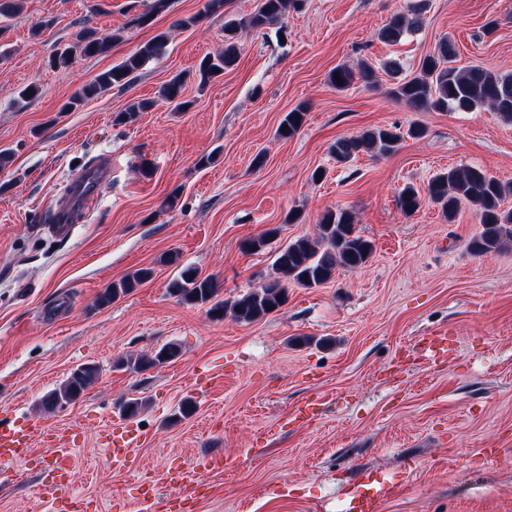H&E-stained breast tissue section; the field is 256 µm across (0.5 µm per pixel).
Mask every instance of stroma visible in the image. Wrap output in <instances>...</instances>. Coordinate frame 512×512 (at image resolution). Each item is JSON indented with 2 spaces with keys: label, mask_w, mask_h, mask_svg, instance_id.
Returning a JSON list of instances; mask_svg holds the SVG:
<instances>
[{
  "label": "stroma",
  "mask_w": 512,
  "mask_h": 512,
  "mask_svg": "<svg viewBox=\"0 0 512 512\" xmlns=\"http://www.w3.org/2000/svg\"><path fill=\"white\" fill-rule=\"evenodd\" d=\"M171 0L137 24L151 0H23L0 21V417L60 429L80 422L71 450L78 493L102 512L128 497L134 478L158 479L171 460L224 458L222 496L198 512H345V492L368 473L396 485L380 512H512V248L477 256L473 207L454 218L423 200L404 214L405 185L425 190L436 173L478 166L512 182V123L482 108L413 111L389 94L383 66L413 76L440 40L457 46V67L512 74V0H429L417 31L397 45L379 38L409 0H304L282 25L238 33L239 57L223 76L198 85V66L224 49V24L248 17L258 0ZM113 36L104 55L51 59L85 29ZM164 34L162 56L111 88L69 107L79 88L141 44ZM370 63L377 83L339 91V66ZM185 78V108L159 101ZM38 95L21 102L20 89ZM151 109L126 124L135 102ZM306 110L295 137L276 129ZM396 152L340 164L336 139L370 128L406 131ZM264 153L262 168L252 161ZM210 165H200L204 156ZM106 166L99 196L66 235L51 227L63 189L80 164ZM325 176L313 180L315 169ZM353 214L374 247L357 270L337 269L325 285L288 286L278 312L252 323L182 303L167 292L186 267L218 281L221 299L248 293L275 273L279 247L313 233L329 210ZM265 250L240 245L264 233ZM153 276L111 304L99 295L138 269ZM444 333L454 346L432 366L418 342ZM308 344H301V337ZM173 342L177 360L144 371L122 359ZM99 365L84 395L44 413L43 398L78 365ZM323 402L310 422H291L306 400ZM144 407L129 422L140 444L132 471L115 470L96 430L119 402ZM194 412L177 413L184 402ZM495 450L508 465L485 468ZM38 470L0 485V512H47Z\"/></svg>",
  "instance_id": "1"
}]
</instances>
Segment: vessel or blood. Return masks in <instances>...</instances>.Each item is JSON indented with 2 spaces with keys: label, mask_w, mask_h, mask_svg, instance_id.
Masks as SVG:
<instances>
[{
  "label": "vessel or blood",
  "mask_w": 512,
  "mask_h": 512,
  "mask_svg": "<svg viewBox=\"0 0 512 512\" xmlns=\"http://www.w3.org/2000/svg\"><path fill=\"white\" fill-rule=\"evenodd\" d=\"M102 179L101 169H88L72 188L70 208L80 207L85 197L96 192ZM80 434L81 427L76 423L51 432L36 421L0 419V483L19 481L22 474L17 468L18 463L29 461L37 438L48 435L51 436L57 453L39 462L45 475L37 488L40 500L47 505L49 512H98L94 500L77 496L69 486V451ZM137 444L138 439L131 430L117 422L110 424L104 435L109 460L118 469H131V453ZM216 467V461L210 457L203 458L193 467L170 465L163 478L173 489L171 495L160 498L152 488L140 485L137 486L135 494L119 504L116 512H180L183 501L215 497L217 486L214 481L209 480L208 475ZM386 495V490L374 489L365 481L359 482L348 492V512H380Z\"/></svg>",
  "instance_id": "obj_1"
}]
</instances>
